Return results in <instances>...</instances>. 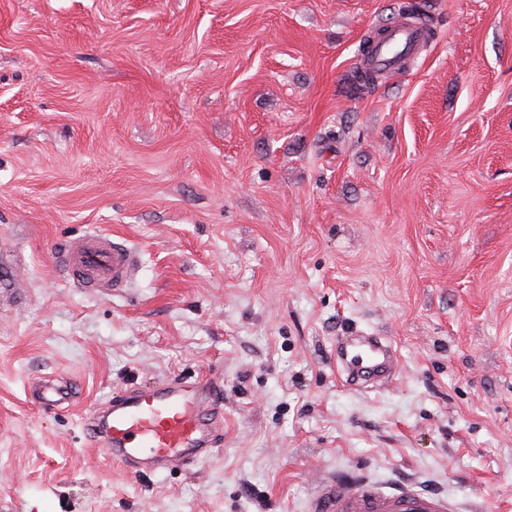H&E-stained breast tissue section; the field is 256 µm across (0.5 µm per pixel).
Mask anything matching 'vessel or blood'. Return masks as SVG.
<instances>
[{
  "label": "vessel or blood",
  "mask_w": 512,
  "mask_h": 512,
  "mask_svg": "<svg viewBox=\"0 0 512 512\" xmlns=\"http://www.w3.org/2000/svg\"><path fill=\"white\" fill-rule=\"evenodd\" d=\"M426 39L411 20L388 24L365 59L385 77L396 75ZM136 251L111 236L87 234L64 245L61 262L82 288L125 287ZM336 367L347 381L367 385L392 379L399 358L384 336L355 331L336 339ZM216 377H178L141 386L93 409L84 420L92 442L129 473H163L192 466L214 455L224 434V409ZM314 512H454L444 494L407 486L383 485L369 478L323 476L313 497Z\"/></svg>",
  "instance_id": "vessel-or-blood-1"
}]
</instances>
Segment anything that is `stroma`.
Instances as JSON below:
<instances>
[{"mask_svg":"<svg viewBox=\"0 0 512 512\" xmlns=\"http://www.w3.org/2000/svg\"><path fill=\"white\" fill-rule=\"evenodd\" d=\"M403 2L0 0V512H311L323 470L512 512V0H433L350 95ZM99 232L139 253L123 290L59 264ZM356 330L398 352L382 387L336 369ZM213 370L214 458L134 476L87 437ZM425 39V29L411 20L390 23L372 44L364 64L386 78L392 77L417 53ZM362 71L357 67L356 70L347 75L344 82L347 92L361 94L369 93L374 89L377 80L376 76L368 70L364 71L365 74Z\"/></svg>","mask_w":512,"mask_h":512,"instance_id":"stroma-1","label":"stroma"}]
</instances>
